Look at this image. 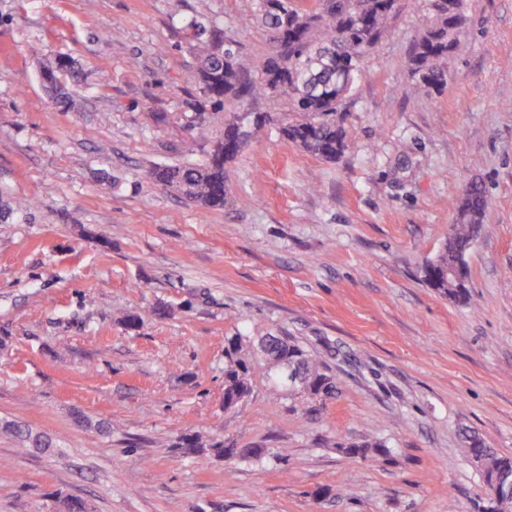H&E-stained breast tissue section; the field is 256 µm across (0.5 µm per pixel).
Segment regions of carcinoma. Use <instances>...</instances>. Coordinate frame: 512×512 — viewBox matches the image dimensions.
Returning <instances> with one entry per match:
<instances>
[{
	"label": "carcinoma",
	"mask_w": 512,
	"mask_h": 512,
	"mask_svg": "<svg viewBox=\"0 0 512 512\" xmlns=\"http://www.w3.org/2000/svg\"><path fill=\"white\" fill-rule=\"evenodd\" d=\"M458 9L448 11V0H424L431 21L414 44L409 60L412 76L421 88L441 90L448 84V55L456 48L459 34L466 28L463 0ZM395 0H257L255 19L271 42V50L256 59L240 53L237 43L224 38V28H205L193 18L187 28L196 30L189 47L198 66L197 82L203 103L199 111L225 112L224 134L212 142L207 158L187 165H156L149 169L150 181L175 188L203 210H219L228 202L226 164L248 140L240 139L238 124L257 131L275 123L282 137L306 152L334 161L349 148L339 120L345 111L363 62L387 29ZM44 88L52 101L65 110L76 102L68 85L81 81V72L66 56L43 72ZM263 100V112L252 102ZM487 209V198L474 185L457 207L444 249L422 268L424 281L440 295L465 303L469 299L464 256L478 234ZM457 274L448 275V269ZM242 351V337L228 339L225 355L224 403L231 405L250 392L249 367ZM267 361L276 372L283 365L301 376L300 387L316 399L337 391V380L325 373L326 364L300 344L284 336L268 350ZM6 430L25 448L46 450L52 442L43 434L17 423ZM463 452L481 472L484 483H512V456L488 446L476 434L466 437ZM211 449L219 455L234 452L220 445L206 446L197 437L187 450L198 454Z\"/></svg>",
	"instance_id": "1"
}]
</instances>
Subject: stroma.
Here are the masks:
<instances>
[{
    "label": "stroma",
    "instance_id": "35a3bbf8",
    "mask_svg": "<svg viewBox=\"0 0 512 512\" xmlns=\"http://www.w3.org/2000/svg\"><path fill=\"white\" fill-rule=\"evenodd\" d=\"M255 8L0 0V196L37 202L0 220V512H485L460 432L512 454V0H464L439 91L409 68L427 14L398 0L343 114L349 150L326 162L266 125L204 211L145 173L201 162L197 122L224 126L198 114L185 24L256 58ZM62 54L85 75L75 111L42 86ZM475 184L460 305L421 268ZM270 334L326 354L338 394L291 390L250 350L251 391L225 407L228 337ZM8 422L53 451H21ZM369 435L387 453L346 454ZM196 436L262 455L183 453Z\"/></svg>",
    "mask_w": 512,
    "mask_h": 512
}]
</instances>
